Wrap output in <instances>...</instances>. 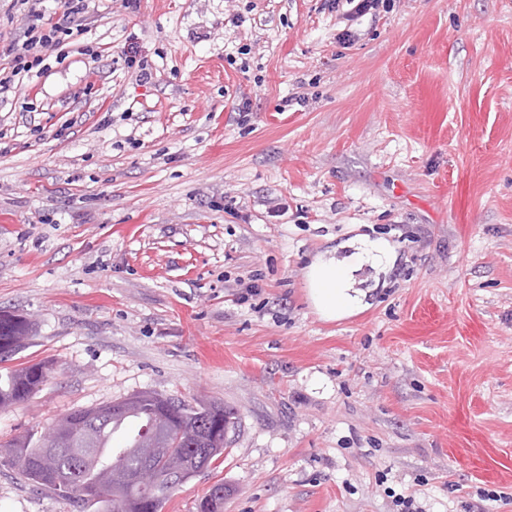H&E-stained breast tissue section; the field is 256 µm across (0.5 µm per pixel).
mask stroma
<instances>
[{"instance_id": "1", "label": "stroma", "mask_w": 512, "mask_h": 512, "mask_svg": "<svg viewBox=\"0 0 512 512\" xmlns=\"http://www.w3.org/2000/svg\"><path fill=\"white\" fill-rule=\"evenodd\" d=\"M92 16L97 58L0 90V310L49 367L0 443L202 395L238 426L163 512H512V0ZM359 237L395 259L325 320L305 270ZM0 512L84 509L0 464Z\"/></svg>"}]
</instances>
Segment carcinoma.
<instances>
[{
    "mask_svg": "<svg viewBox=\"0 0 512 512\" xmlns=\"http://www.w3.org/2000/svg\"><path fill=\"white\" fill-rule=\"evenodd\" d=\"M30 322L20 316L0 311V361L17 355L30 338ZM48 378V368L42 363H32L0 375V410L28 400ZM172 413L178 426L191 431L171 451L179 460L172 468L166 453L128 452L140 447L147 433L138 425L141 419L150 424L159 415V409L145 400L121 416L95 420V441L78 453L68 447L46 452L47 436L28 432L6 445L0 461L21 469L26 479L38 488H47L55 494L73 497L95 512H162L172 492L160 486L156 488L122 485L112 493L109 484L115 480L117 468L128 472L136 470L143 461L180 482H187L204 467H209L224 454L216 446L208 425L222 422L234 429L237 413L216 401L209 406L186 401L172 402ZM122 432L125 444L113 446L114 434ZM230 490L220 484L213 488L207 499L199 504V512H223L224 497Z\"/></svg>",
    "mask_w": 512,
    "mask_h": 512,
    "instance_id": "obj_1",
    "label": "carcinoma"
}]
</instances>
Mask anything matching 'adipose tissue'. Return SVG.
<instances>
[{
  "label": "adipose tissue",
  "mask_w": 512,
  "mask_h": 512,
  "mask_svg": "<svg viewBox=\"0 0 512 512\" xmlns=\"http://www.w3.org/2000/svg\"><path fill=\"white\" fill-rule=\"evenodd\" d=\"M359 256L339 259L322 256L306 271L308 294L313 307L324 319L336 320L353 314L363 304L364 294L355 286Z\"/></svg>",
  "instance_id": "adipose-tissue-1"
}]
</instances>
